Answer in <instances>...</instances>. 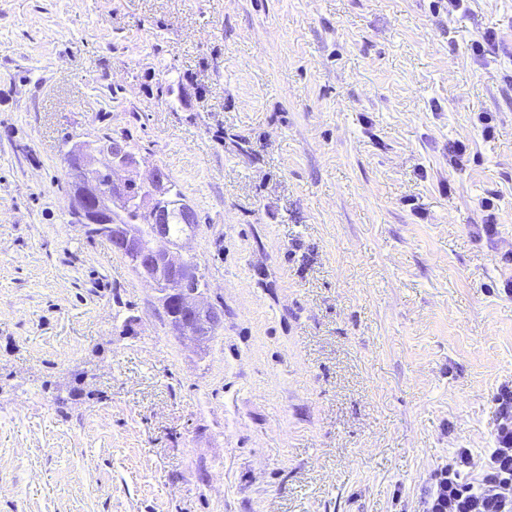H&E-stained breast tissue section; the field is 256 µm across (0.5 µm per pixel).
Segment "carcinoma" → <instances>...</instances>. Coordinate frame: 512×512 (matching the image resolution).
I'll list each match as a JSON object with an SVG mask.
<instances>
[{"instance_id": "obj_1", "label": "carcinoma", "mask_w": 512, "mask_h": 512, "mask_svg": "<svg viewBox=\"0 0 512 512\" xmlns=\"http://www.w3.org/2000/svg\"><path fill=\"white\" fill-rule=\"evenodd\" d=\"M498 442L500 447L492 452L481 480H471L457 470L441 480L430 512H512V500L504 502L494 495L496 485L512 478V429H501Z\"/></svg>"}]
</instances>
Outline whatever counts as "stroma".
Instances as JSON below:
<instances>
[{
  "mask_svg": "<svg viewBox=\"0 0 512 512\" xmlns=\"http://www.w3.org/2000/svg\"><path fill=\"white\" fill-rule=\"evenodd\" d=\"M510 71L512 0H0V512H427L479 478ZM104 129L198 213L204 345L73 221L62 140Z\"/></svg>",
  "mask_w": 512,
  "mask_h": 512,
  "instance_id": "35a3bbf8",
  "label": "stroma"
}]
</instances>
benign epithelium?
Here are the masks:
<instances>
[{"instance_id":"obj_1","label":"benign epithelium","mask_w":512,"mask_h":512,"mask_svg":"<svg viewBox=\"0 0 512 512\" xmlns=\"http://www.w3.org/2000/svg\"><path fill=\"white\" fill-rule=\"evenodd\" d=\"M70 151L75 157L68 167L72 209L87 224L112 225V252L132 260L137 274L153 285H158L164 273L176 274V282L159 292V300L162 305H172L180 311L176 322L179 334L195 340L214 334L221 326L222 314L204 302L202 289L196 286L194 261L190 255L181 254L183 241H174L170 235L173 214H178L184 224L186 239L195 231L197 216L184 199L172 197L167 172L155 168L137 194L132 193L136 181L114 177L104 191L96 181L100 158L107 159V166L114 172L132 171L138 166L137 155L127 141L123 138H112L106 144L96 139L77 141ZM128 211H138L145 216L146 238L120 223V217Z\"/></svg>"}]
</instances>
